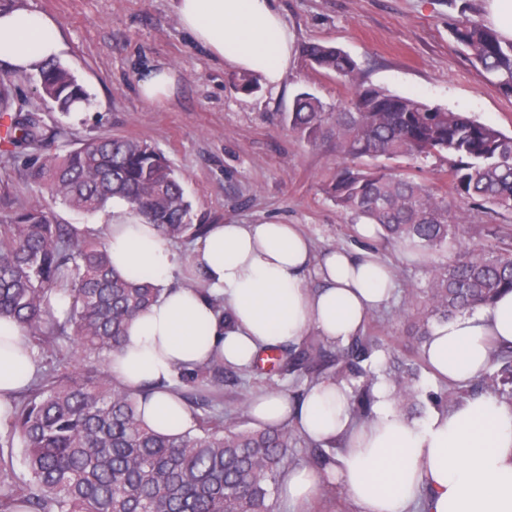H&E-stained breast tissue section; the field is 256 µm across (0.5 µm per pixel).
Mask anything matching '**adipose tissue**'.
<instances>
[{
    "instance_id": "1",
    "label": "adipose tissue",
    "mask_w": 512,
    "mask_h": 512,
    "mask_svg": "<svg viewBox=\"0 0 512 512\" xmlns=\"http://www.w3.org/2000/svg\"><path fill=\"white\" fill-rule=\"evenodd\" d=\"M176 9L183 29L225 65L275 86L287 75L293 38L275 0H177ZM62 50L50 17L28 8L0 12V62L33 71ZM104 234L116 271L162 289L129 324L109 369L130 390L150 386L138 410L150 428L168 435L194 421L172 389L179 369L216 357L248 366L263 350L297 344L312 332L346 344L395 287L391 266L372 252L317 255L295 224L210 225L186 262L126 204L113 208ZM182 265L202 288L171 285ZM310 271L320 288L307 285ZM495 343L512 347V291L435 325L423 356L435 375L463 385L485 371ZM38 369L24 329L0 317V420L12 392L28 386ZM374 396L373 416L360 425L349 387L331 380L311 386L296 404L281 394L257 395L250 414L317 442H341L331 473L358 512H411L417 504L425 512H512V401L481 393L417 422L398 411L387 383L377 384Z\"/></svg>"
}]
</instances>
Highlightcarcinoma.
<instances>
[{
	"label": "carcinoma",
	"instance_id": "obj_1",
	"mask_svg": "<svg viewBox=\"0 0 512 512\" xmlns=\"http://www.w3.org/2000/svg\"><path fill=\"white\" fill-rule=\"evenodd\" d=\"M449 33L486 79L512 97V40L466 14ZM313 67L350 83L357 65L342 49L309 43L302 50ZM38 92L60 112L87 100L84 87L58 60L39 66ZM13 82L0 77V143L14 149L44 148L58 131L37 113L12 110ZM14 114H9V111ZM280 122L311 144L336 137L345 166L328 186L341 211L380 227L387 241L409 245L434 259L426 284L405 294L401 311L411 334L425 343L431 322L492 304L512 291V226L486 228L491 244L459 248L463 216L448 213V197L398 173L386 159L448 154V180L456 195L512 214V136L459 112L375 87L354 86L346 99L325 104L301 92ZM23 175L70 208L93 214L121 201L156 225L171 242L204 236L206 224L190 222V203L167 159L144 140L103 136L64 154L27 159ZM64 294L70 308L53 314L52 298ZM161 289L118 274L106 245L82 239L59 224L40 203L16 211L0 228V316L16 320L33 344L67 343L72 359L41 374L13 402L11 435L24 448L30 479L12 480V461L0 454V512H275L274 493L298 438L286 427L241 428L224 423V363L211 360L178 372L179 386H196L189 405L194 429L177 436L149 428L134 398L107 371L76 370L91 357L107 360L126 341L129 323L159 298ZM375 349L357 336L332 352L315 336L285 350H270L281 375L313 384L327 369L331 379L363 378L352 409L371 416L370 371L361 367ZM486 390L512 383V348L492 352ZM395 399L412 404L421 365L393 360Z\"/></svg>",
	"mask_w": 512,
	"mask_h": 512
}]
</instances>
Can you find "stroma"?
I'll return each instance as SVG.
<instances>
[{"instance_id":"obj_1","label":"stroma","mask_w":512,"mask_h":512,"mask_svg":"<svg viewBox=\"0 0 512 512\" xmlns=\"http://www.w3.org/2000/svg\"><path fill=\"white\" fill-rule=\"evenodd\" d=\"M465 1L277 0L293 35L292 65L281 87L260 83L246 90L236 80L237 70L221 64L182 28L175 0H18L55 20L64 45L60 61L83 85L89 102L80 118L58 112L42 100L30 76L17 81L15 103L61 130L54 144L61 154L104 134L151 143L180 177L193 223L296 224L320 254L370 244L391 264L397 283L391 301L364 328L381 344L368 366L385 381L391 352L417 356L414 337L403 333L400 301L405 289L424 285L430 263L377 237L362 241L351 217L323 190L343 165L335 141L308 145L280 126L279 115L302 91L327 104L351 95L350 84L317 71L303 57L304 45L321 42L355 60L363 86L463 112L511 135L512 98L487 81L449 33ZM154 67L171 68L176 85L169 98L150 103L140 96L138 82ZM23 160L0 149V225L16 208L48 198L47 191L17 176ZM390 165L467 213L462 246L485 244L487 225H512L511 215L451 195L445 159L395 158ZM244 391L283 393L295 403L305 384L292 375L225 368V407L235 408Z\"/></svg>"}]
</instances>
